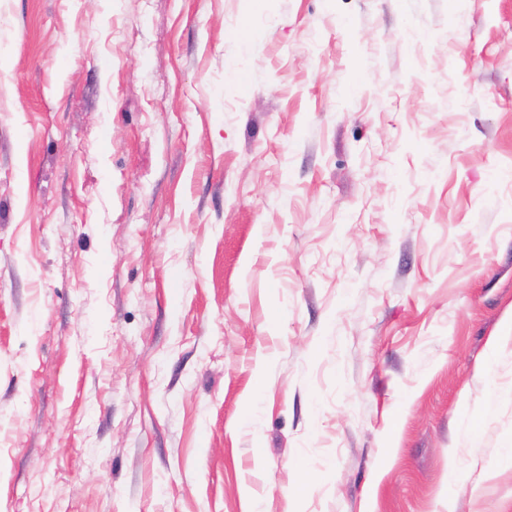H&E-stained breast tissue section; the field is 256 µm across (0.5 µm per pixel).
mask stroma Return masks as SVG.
<instances>
[{"label": "stroma", "mask_w": 512, "mask_h": 512, "mask_svg": "<svg viewBox=\"0 0 512 512\" xmlns=\"http://www.w3.org/2000/svg\"><path fill=\"white\" fill-rule=\"evenodd\" d=\"M511 315L512 0H0V512H512Z\"/></svg>", "instance_id": "35a3bbf8"}]
</instances>
